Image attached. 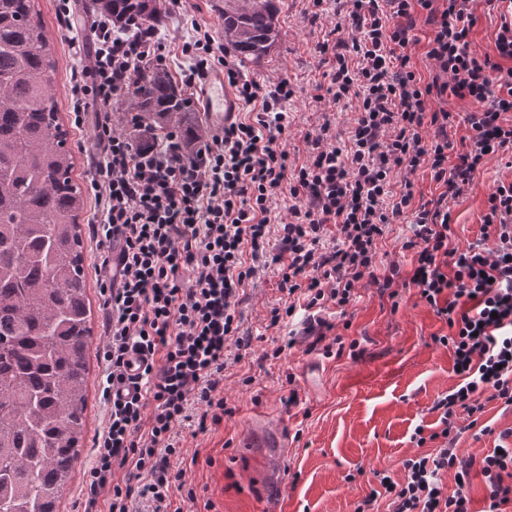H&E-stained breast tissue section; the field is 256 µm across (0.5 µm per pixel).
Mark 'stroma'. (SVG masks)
Returning a JSON list of instances; mask_svg holds the SVG:
<instances>
[{
  "label": "stroma",
  "mask_w": 512,
  "mask_h": 512,
  "mask_svg": "<svg viewBox=\"0 0 512 512\" xmlns=\"http://www.w3.org/2000/svg\"><path fill=\"white\" fill-rule=\"evenodd\" d=\"M275 4L277 40L265 57L243 63L242 74L262 82L289 80L294 94L288 102L290 126L283 142L290 163L300 165L309 159L304 136L321 124L324 110L313 94L329 66L315 44L332 25H311L307 0ZM223 7L224 0H187L179 13L169 14L162 33L170 47L166 68L171 75H179L190 63L181 46L189 38L192 21L207 24L214 37H221ZM37 8L58 64L55 93L69 131L66 147L74 156L73 178L86 187L101 152L95 139V112L75 111L81 98L76 87L83 82L97 17L89 0H38ZM510 182V152L491 156L478 168L467 192L449 203L452 246L464 248L479 238L489 193ZM94 210V197H87L81 214L92 328L86 429L71 478L61 492L60 512L82 508V490L93 461L92 440L106 412L101 364L104 298L96 273L100 252L87 231ZM279 281L278 265L259 267L240 296L243 327L253 343L224 371V397L232 414L198 435L186 423L176 428L183 452L171 464L184 471L186 485L195 495L194 501L182 502L183 512H354L357 503L377 488V474L401 478L402 460L420 453L411 440L415 427L436 429L432 406L459 382L451 351L433 341L434 336L447 334V324L419 300L415 289H400L393 299L368 279L356 289L347 311L330 304L323 313L334 333L359 341L357 357L309 354L301 343L272 357L274 347L303 329L298 316L271 324V309L285 303ZM290 375L295 378L291 384L286 381ZM293 391L298 402L292 406L288 396ZM259 417L285 426L287 479L280 487L254 483L250 462L238 448L250 422ZM481 422L491 426V434L475 435L467 429L466 419H459L463 431L456 446L461 456L479 459L493 448L512 447V407L490 403Z\"/></svg>",
  "instance_id": "obj_1"
}]
</instances>
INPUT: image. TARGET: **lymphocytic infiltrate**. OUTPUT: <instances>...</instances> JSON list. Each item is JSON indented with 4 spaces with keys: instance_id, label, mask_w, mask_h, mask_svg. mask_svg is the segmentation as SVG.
I'll use <instances>...</instances> for the list:
<instances>
[{
    "instance_id": "f902f5d3",
    "label": "lymphocytic infiltrate",
    "mask_w": 512,
    "mask_h": 512,
    "mask_svg": "<svg viewBox=\"0 0 512 512\" xmlns=\"http://www.w3.org/2000/svg\"><path fill=\"white\" fill-rule=\"evenodd\" d=\"M343 2L334 39L316 45L329 72L327 82L316 84L314 99L327 105L355 100V125L346 141L334 144L332 122L324 120L304 137L309 161L294 168L282 145L290 124L285 105L293 95L288 81L244 79L206 29L182 47L193 60L182 82L191 87L209 71L223 70L254 120L209 134L188 158L173 134L161 147L135 149L107 109L143 63L165 61L166 44L137 21L122 36L109 22L95 24L90 82L82 87L104 111L96 126L103 160L91 181L101 213L94 235L107 252L120 239L122 271L113 277L108 256L100 266L107 414L94 442L83 512H138L140 499L151 502L153 512H169L185 486L183 471L171 466L181 454L175 426L193 420L203 432L230 414L218 391L227 349L252 346L239 295L270 243L285 259L279 289L288 298L285 308H272L271 324L299 307L307 313L302 337H289L285 348L302 339L308 351L353 356L357 342L327 338L322 311L330 303L350 306L360 281L374 273L390 224L406 214L410 234L401 249L411 255L410 276L402 278L393 262L377 285L414 286L446 322L449 332L436 342L451 350L460 381L433 405L437 430L415 428L411 440L421 455L403 460L401 479L379 476L378 489L355 512H373L381 499L388 512H471L475 467L487 481L484 512H504L512 502V448L493 449L477 462L458 457L452 438L459 417L484 435L488 429L479 420L488 404L512 406V183L488 195L481 239L467 248L449 244L448 206L467 190L485 157L512 149V123L503 121L512 112V0H486L505 16L493 57L470 48L475 0ZM420 23L430 29L425 55L434 64L426 80L405 52ZM451 97L472 105L463 118L469 134L457 147L448 140L454 117L444 107ZM422 168L442 191L418 205L411 185L397 191L391 181L395 172ZM285 195L292 200L290 217L272 226L273 207ZM331 226L336 241L328 247ZM134 354L143 367L132 376ZM128 380L134 396L113 397V386ZM429 443L435 446L430 453L424 450ZM448 470L456 481L450 495L442 479Z\"/></svg>"
}]
</instances>
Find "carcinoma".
I'll use <instances>...</instances> for the list:
<instances>
[{
  "mask_svg": "<svg viewBox=\"0 0 512 512\" xmlns=\"http://www.w3.org/2000/svg\"><path fill=\"white\" fill-rule=\"evenodd\" d=\"M36 0H0V512H59L85 431L91 336L69 132L54 93L56 61ZM117 32L165 15L159 0H95ZM275 0H224V46L257 61L275 43ZM125 111L136 147L178 131L185 154L205 131L159 65L132 81Z\"/></svg>",
  "mask_w": 512,
  "mask_h": 512,
  "instance_id": "carcinoma-1",
  "label": "carcinoma"
}]
</instances>
